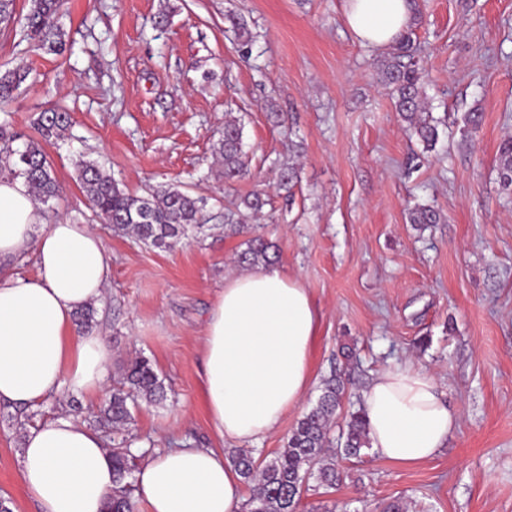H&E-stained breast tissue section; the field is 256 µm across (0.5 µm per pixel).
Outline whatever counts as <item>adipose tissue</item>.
Instances as JSON below:
<instances>
[{
  "label": "adipose tissue",
  "mask_w": 512,
  "mask_h": 512,
  "mask_svg": "<svg viewBox=\"0 0 512 512\" xmlns=\"http://www.w3.org/2000/svg\"><path fill=\"white\" fill-rule=\"evenodd\" d=\"M346 24L361 44L392 45L412 20L410 0H346ZM41 219L24 178L0 177V258H33L31 275L0 274V403L33 408L69 390L96 396L112 351L74 316L99 304L110 256L89 225ZM319 313L299 276L258 266L225 278L204 336L210 425L223 440L256 445L303 402L314 380L310 342ZM371 445L390 462L435 458L459 415L435 374L407 362L384 368L361 392ZM18 476L41 512H105L112 459L102 434L60 416L24 432ZM136 495L145 512H242L243 481L222 452L157 448L141 466Z\"/></svg>",
  "instance_id": "ef3b65f1"
}]
</instances>
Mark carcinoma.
I'll list each match as a JSON object with an SVG mask.
<instances>
[{
	"label": "carcinoma",
	"mask_w": 512,
	"mask_h": 512,
	"mask_svg": "<svg viewBox=\"0 0 512 512\" xmlns=\"http://www.w3.org/2000/svg\"><path fill=\"white\" fill-rule=\"evenodd\" d=\"M66 4L67 0H31L27 14L18 17L16 0H0V24L7 26L15 22L23 38L59 52L63 40L58 20L66 11ZM415 52L413 29L409 28L379 58L377 76L390 90L396 111L425 147L431 149L438 138V119L427 108ZM27 77L28 72L20 68L0 70V109L15 98ZM7 125L6 119L0 124V176L24 178L33 197L43 203L56 198L59 184L40 142L30 140L21 149L13 147L16 135L7 131ZM69 126V114L58 109L44 111L38 118V133L46 140L63 138ZM216 153L224 162L225 181L246 174L239 124H224V138ZM75 168L93 208L104 223L112 225L116 234L133 236L153 247L172 248L206 224L205 199L191 195L179 185H159L142 195H134L120 187L94 160L80 157ZM498 175L503 188L512 187V138L500 147ZM440 220V213L427 205H418L409 212L412 224H437ZM224 234L248 235L246 248L236 254L237 266L249 268L275 263L274 245L259 233L257 226L230 221L224 225ZM75 322L82 332H95L96 310L91 306L80 310ZM345 394L342 377L331 374L323 380L315 406L297 422L283 448L272 459L257 460L248 450L231 456V463L245 481L254 484L244 512H305L302 497L309 482L328 490L342 481V462L361 457L362 449L370 447L367 421L361 410L350 414L339 437H333ZM165 397L164 381L154 366L149 360L136 357L126 363L112 386V393L90 418L91 426L112 436L110 454L115 488L109 512H134L135 508L129 478L135 471L137 456L125 435L133 418L132 409L142 402L160 404Z\"/></svg>",
	"instance_id": "carcinoma-1"
}]
</instances>
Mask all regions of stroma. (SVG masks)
<instances>
[{"instance_id": "stroma-1", "label": "stroma", "mask_w": 512, "mask_h": 512, "mask_svg": "<svg viewBox=\"0 0 512 512\" xmlns=\"http://www.w3.org/2000/svg\"><path fill=\"white\" fill-rule=\"evenodd\" d=\"M420 3L417 54L443 121L430 152L377 79L380 49L351 36L344 0H68L60 54L0 32V66L30 72L11 132L35 140L42 110L71 115L65 137L43 145L62 193L42 223L68 217L102 236L111 277L96 318L112 371L143 356L166 386L163 405L136 411L132 434L219 447L202 336L244 242L225 235V219L256 190L271 203L245 221L266 226L278 266L318 307L311 362L318 379H349L345 413L388 365L410 359L436 374L460 414L446 446L418 465L364 449L338 488L305 493L321 512H380L396 499L409 512H512V189L497 173L512 138V0ZM228 121L242 126L248 161L229 186L216 154ZM79 157L134 194L174 183L205 197L207 230L171 249L113 233L77 179ZM283 164L298 172L289 192L276 184ZM418 204L442 223L415 229ZM21 433L16 407L0 405V498L39 512L18 479Z\"/></svg>"}]
</instances>
